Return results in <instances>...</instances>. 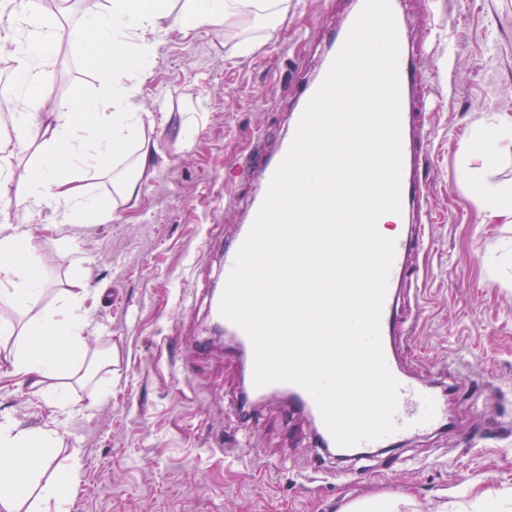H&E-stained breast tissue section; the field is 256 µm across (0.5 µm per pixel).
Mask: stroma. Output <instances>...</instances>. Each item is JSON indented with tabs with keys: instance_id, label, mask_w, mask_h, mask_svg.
<instances>
[{
	"instance_id": "35a3bbf8",
	"label": "stroma",
	"mask_w": 512,
	"mask_h": 512,
	"mask_svg": "<svg viewBox=\"0 0 512 512\" xmlns=\"http://www.w3.org/2000/svg\"><path fill=\"white\" fill-rule=\"evenodd\" d=\"M57 15L65 31L55 62L34 89L40 117L67 99L100 92L102 69H141L138 110L154 167L138 200L116 179L135 173L133 146L84 183L109 198L104 223L59 224L52 205L24 204V177L39 162L43 128L17 141L0 130V225L31 228L43 293L33 311L0 304V324L22 329L32 315L80 294L88 359L107 357L104 388L65 378L66 411L31 380L14 375L15 340L0 337V416L18 430L51 427L59 458L80 449L83 469L69 512H343L357 499L396 496L400 512H512V223L489 219L459 177V149L489 112L512 113V0H403L413 38L426 40L421 64L433 94L427 186L434 222L417 264L421 312L401 363L419 376L446 369L478 384L472 404L452 401L455 431L421 436L391 454L328 462L318 457L314 423L287 402L258 403L252 428L232 398L243 386L224 351L198 280L221 288V254L243 222L253 185L225 184L262 134L274 152L288 135L296 88L314 74L313 47L326 46L353 0H292L285 16L249 7L223 25H172L159 32L148 66L124 48L79 45L66 28L106 0H78ZM208 343L190 349L191 338ZM189 377H181L183 363ZM246 440L258 457L213 452Z\"/></svg>"
}]
</instances>
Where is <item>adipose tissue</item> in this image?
I'll use <instances>...</instances> for the list:
<instances>
[{
  "instance_id": "adipose-tissue-1",
  "label": "adipose tissue",
  "mask_w": 512,
  "mask_h": 512,
  "mask_svg": "<svg viewBox=\"0 0 512 512\" xmlns=\"http://www.w3.org/2000/svg\"><path fill=\"white\" fill-rule=\"evenodd\" d=\"M106 13L91 14L71 30L78 43L121 44L134 36L132 52L140 59L150 58L155 49V34L169 16L159 0L146 8L134 7L132 0H108ZM242 0H186L183 20L192 26L223 24L226 15L235 12ZM28 36L13 52L18 84L0 88V101L9 109L8 119L15 131L29 129L40 109L32 89L39 81L38 67L51 55L50 34L53 25L39 13L26 19ZM101 90L93 98H73L51 113L44 131L42 157L36 173L27 175L25 199L33 205L53 203L58 223L78 221L98 223L109 213L107 199L91 194L82 181L90 169L103 167L128 143H136V178L122 183L120 191L129 201L140 194L142 176L153 166V151L141 138V115L135 110L141 80L134 74L106 71L100 76ZM512 149V114L496 112L477 127L476 143L466 144L460 156L459 174L463 181L476 182L477 199L490 216L511 213L505 205L512 189L478 180V170L468 160L481 153L482 170L497 167L504 151ZM31 236L26 225L14 224L0 237V272L8 277V287L0 289V303L19 310L37 305L42 294V279L29 249ZM86 316L79 296L66 297L62 304L28 322L16 340L15 373L45 392L59 407H66L68 393L61 384L63 376L84 363L86 352L83 332ZM60 438L51 428L36 432L15 431L9 418L0 419V503L33 499V512H68L70 494L83 467L79 453H72L62 476L49 481L42 475L56 458Z\"/></svg>"
}]
</instances>
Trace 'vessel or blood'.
<instances>
[{"instance_id":"b4317fda","label":"vessel or blood","mask_w":512,"mask_h":512,"mask_svg":"<svg viewBox=\"0 0 512 512\" xmlns=\"http://www.w3.org/2000/svg\"><path fill=\"white\" fill-rule=\"evenodd\" d=\"M349 31V26L340 28L337 39L333 41L322 58L314 77L300 86L297 109L290 116L291 124H298L302 109H305L321 85ZM397 32L402 157L401 210L397 221L401 230L394 236L395 254L382 308L380 332L387 365L399 383L398 407L395 414L398 429L375 442L376 447L391 449L400 447L404 440L412 435L430 430L440 431L452 426L453 418L448 408L449 401L451 398L460 396L461 392L471 384L470 379L462 375L445 380L438 377L426 379L410 374L403 368L397 356V340L413 334V316L404 308L403 291L417 285L416 260L429 244L427 226L431 221V216L424 206L426 196L424 171L429 162L428 140L416 133V125L421 122L422 116L414 110L417 99L425 94V88L420 80V65L424 53L409 40L405 27H398ZM290 145V140L285 139L273 155H266L261 148L256 147L245 157L241 168L248 182L257 186L258 193L248 206L247 224L240 227L233 241L224 249L223 274H230L236 254L250 231L249 223L255 220L271 178ZM195 297L206 302L212 318L222 325L229 350L242 363L243 389L249 397H288L295 409L313 418L317 427V440L323 451L331 456L355 455V447H345L335 442L313 397L304 388L289 382L255 386L254 350L247 334L240 327L223 318L219 311L220 297L210 294L208 286L198 288Z\"/></svg>"}]
</instances>
